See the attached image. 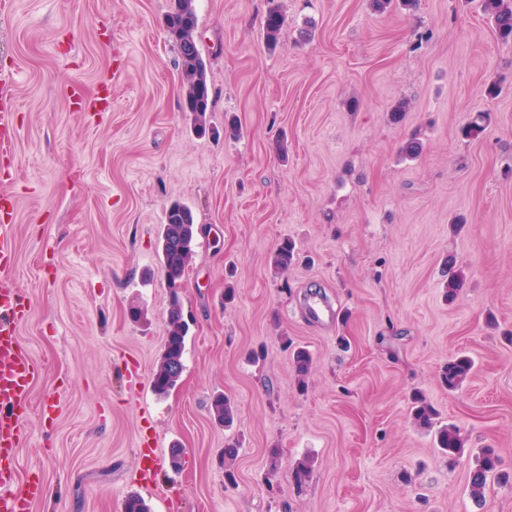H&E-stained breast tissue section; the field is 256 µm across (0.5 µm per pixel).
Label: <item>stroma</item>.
<instances>
[{
    "label": "stroma",
    "mask_w": 512,
    "mask_h": 512,
    "mask_svg": "<svg viewBox=\"0 0 512 512\" xmlns=\"http://www.w3.org/2000/svg\"><path fill=\"white\" fill-rule=\"evenodd\" d=\"M5 2L0 94L17 133L0 194L31 307L19 339L41 365L17 452L20 478L46 489L30 512H123L133 494L151 512H512V485L491 483L480 505L469 494L482 449L512 473V45L477 0L387 13L278 0L273 50L267 0H196L202 137L182 114L172 0ZM478 112L489 124L464 137ZM413 137L421 153L403 158ZM176 201L202 232L179 290L184 370L159 396L158 239ZM286 240L298 259L281 276L270 259ZM451 260L467 281L449 302ZM320 299L333 319L310 313ZM299 348L312 356L302 385ZM462 353L473 373L451 391L440 372ZM218 393L237 407L232 427L209 414ZM416 393L459 427L456 463L413 423ZM285 17L278 5L268 7L263 21V32L266 42L269 45L276 44L280 32L284 26Z\"/></svg>",
    "instance_id": "stroma-1"
}]
</instances>
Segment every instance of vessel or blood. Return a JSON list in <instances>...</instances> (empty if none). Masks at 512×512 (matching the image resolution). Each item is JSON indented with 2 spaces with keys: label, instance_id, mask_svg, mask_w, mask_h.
I'll use <instances>...</instances> for the list:
<instances>
[{
  "label": "vessel or blood",
  "instance_id": "vessel-or-blood-1",
  "mask_svg": "<svg viewBox=\"0 0 512 512\" xmlns=\"http://www.w3.org/2000/svg\"><path fill=\"white\" fill-rule=\"evenodd\" d=\"M14 227L0 224V512H29L43 486L17 490L14 452L27 431V400L38 374L37 362L20 346L17 328L28 307L13 280Z\"/></svg>",
  "mask_w": 512,
  "mask_h": 512
}]
</instances>
